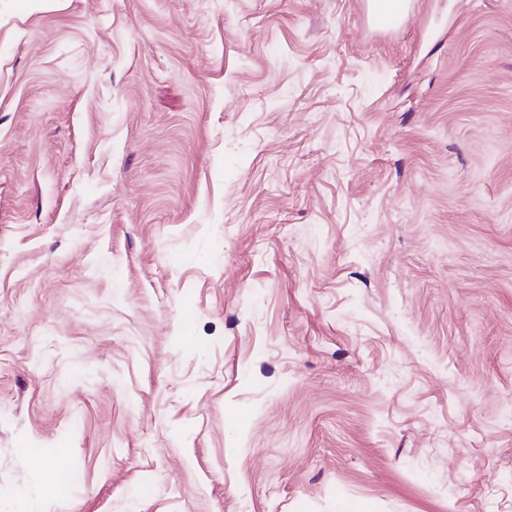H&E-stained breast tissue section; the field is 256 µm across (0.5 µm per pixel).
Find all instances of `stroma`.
Segmentation results:
<instances>
[{
	"label": "stroma",
	"mask_w": 512,
	"mask_h": 512,
	"mask_svg": "<svg viewBox=\"0 0 512 512\" xmlns=\"http://www.w3.org/2000/svg\"><path fill=\"white\" fill-rule=\"evenodd\" d=\"M360 2L0 0V512H512V0ZM385 0H365V10L361 17L364 25L381 33L394 31L408 14L407 0H391L387 6Z\"/></svg>",
	"instance_id": "stroma-1"
}]
</instances>
